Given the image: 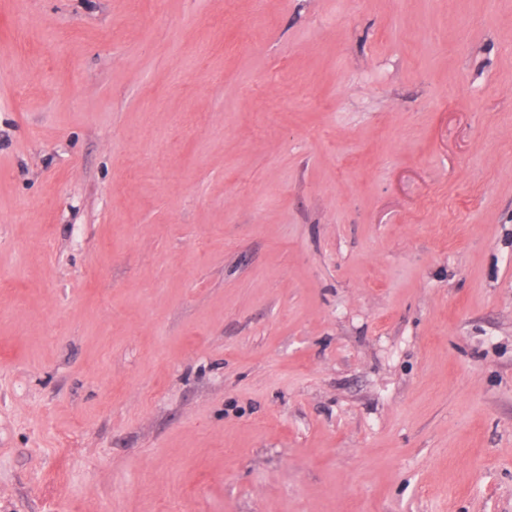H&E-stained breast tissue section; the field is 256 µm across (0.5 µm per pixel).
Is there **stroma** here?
I'll list each match as a JSON object with an SVG mask.
<instances>
[{
	"label": "stroma",
	"instance_id": "35a3bbf8",
	"mask_svg": "<svg viewBox=\"0 0 512 512\" xmlns=\"http://www.w3.org/2000/svg\"><path fill=\"white\" fill-rule=\"evenodd\" d=\"M0 512H512V0H0Z\"/></svg>",
	"mask_w": 512,
	"mask_h": 512
}]
</instances>
